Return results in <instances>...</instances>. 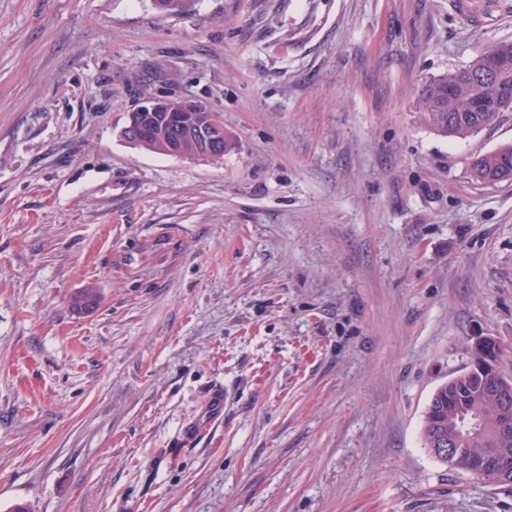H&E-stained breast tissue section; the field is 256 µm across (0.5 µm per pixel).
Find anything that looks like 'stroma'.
I'll return each instance as SVG.
<instances>
[{"label": "stroma", "instance_id": "stroma-1", "mask_svg": "<svg viewBox=\"0 0 512 512\" xmlns=\"http://www.w3.org/2000/svg\"><path fill=\"white\" fill-rule=\"evenodd\" d=\"M504 40L512 0H0V512H512L421 441L475 344L512 372V184L467 165L512 112L419 111ZM147 90L223 163L124 140ZM485 53L486 49L468 65L423 84L420 92L423 119L439 136L468 137L491 125L500 112L509 105L511 107V100L501 93L497 77L512 68V59L491 51L487 54L483 72ZM478 77L482 84H492L495 99L501 103L498 110L475 112L474 105L481 95L491 99V93L477 83ZM448 84L451 88L449 95ZM227 403V396L222 392L214 391L209 393L203 410L205 425L208 427L212 423H216L224 418V407Z\"/></svg>", "mask_w": 512, "mask_h": 512}]
</instances>
